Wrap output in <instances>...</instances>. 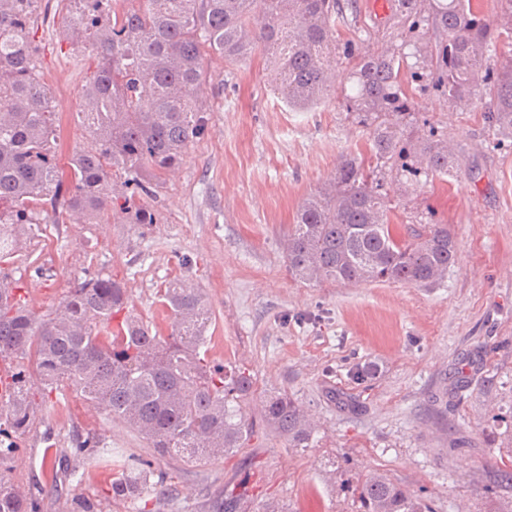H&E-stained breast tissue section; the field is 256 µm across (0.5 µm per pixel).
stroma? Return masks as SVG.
<instances>
[{
  "label": "stroma",
  "mask_w": 512,
  "mask_h": 512,
  "mask_svg": "<svg viewBox=\"0 0 512 512\" xmlns=\"http://www.w3.org/2000/svg\"><path fill=\"white\" fill-rule=\"evenodd\" d=\"M375 3L358 0L361 22L338 27V44L400 45L392 12L376 13ZM65 15L63 0H46L34 36L63 167L90 143L78 112L96 57L92 46L66 41ZM202 66L208 131L165 175L154 224H43L8 266L41 314L85 271L126 279L133 314L150 324L165 316L161 283L183 278L213 312L209 359L246 368L258 389H288L311 414L315 434L305 448L259 427L245 448L204 464L154 458L177 493L163 512H208L228 488L242 495L239 512H363L353 489L373 471L433 512L507 507L489 473L512 453V136L485 123L489 94L454 107L402 73L410 125L447 141L466 172L421 177L411 192L388 175L382 193L397 233L448 225L457 264L447 287L309 284L289 273L282 241L340 159L368 153V130L339 94L289 109L261 54L231 63L211 53ZM357 365L372 369L367 382L352 380ZM42 415L0 474L23 483L51 474L75 430L153 458L140 434L76 398L44 403ZM79 469L82 480L45 485L40 512H71L82 499L103 501V512H137L136 503L109 497L106 462L84 459Z\"/></svg>",
  "instance_id": "1"
}]
</instances>
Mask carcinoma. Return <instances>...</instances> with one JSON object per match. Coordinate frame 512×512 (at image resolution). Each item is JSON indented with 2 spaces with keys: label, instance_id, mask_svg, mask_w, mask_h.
Listing matches in <instances>:
<instances>
[{
  "label": "carcinoma",
  "instance_id": "cac0c4a2",
  "mask_svg": "<svg viewBox=\"0 0 512 512\" xmlns=\"http://www.w3.org/2000/svg\"><path fill=\"white\" fill-rule=\"evenodd\" d=\"M42 0H0V263L14 257L44 217L52 224L113 217L115 179L125 191L119 212L128 224H152L160 179L181 163L208 128L201 85L203 53L237 61L261 49L271 64L273 91L290 109L318 105L333 93L336 26L358 18L357 0H66L65 38L96 48L94 70L82 88L78 118L94 147L59 168V130L52 94L42 80L32 38ZM402 42L413 43L432 86L456 106L489 90L485 122L512 134V65L495 68L488 51L507 26L474 9L472 0H395ZM405 53L396 47L365 54L352 68L347 110L369 129L374 167L344 157L325 187L304 199L284 240L288 271L312 283L389 281L427 288L447 282L457 261L446 224L393 234L378 173L414 185L425 173L462 172L459 156L434 135L405 123L411 103L400 75ZM170 313L168 333L129 313L126 283L89 272L41 318L19 282L0 268V358H26L0 380V460L30 433L45 399L71 393L122 420L158 454L205 462L245 447L254 422L242 404L256 391L253 376L210 364L205 355L211 310L200 289L175 278L157 290ZM260 420L305 448L308 414L283 390L262 400ZM107 442L77 434L71 454L93 458ZM499 486L512 490V459H500ZM157 481H151V478ZM167 473L131 457L112 468V496L136 501L147 488L171 492ZM40 482L24 486L0 476V512H39ZM364 512H432L406 486L370 473L357 486Z\"/></svg>",
  "mask_w": 512,
  "mask_h": 512
}]
</instances>
